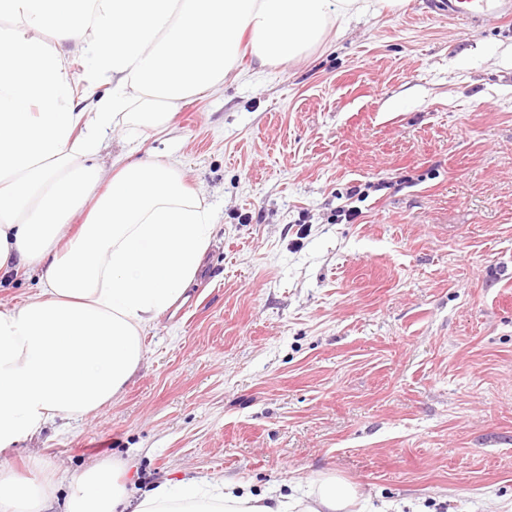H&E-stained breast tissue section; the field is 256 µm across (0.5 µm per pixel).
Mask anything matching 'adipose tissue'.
Segmentation results:
<instances>
[{
  "instance_id": "ef3b65f1",
  "label": "adipose tissue",
  "mask_w": 512,
  "mask_h": 512,
  "mask_svg": "<svg viewBox=\"0 0 512 512\" xmlns=\"http://www.w3.org/2000/svg\"><path fill=\"white\" fill-rule=\"evenodd\" d=\"M363 0H0V272H38L39 292L0 310V454L58 419L122 394L143 332L184 294L209 245L207 208L180 170L116 157L90 165L101 136L164 129L212 88L243 46L259 65L290 61L344 25ZM90 61L68 72L64 44ZM138 111H129L130 103ZM82 224H75V217ZM55 471L0 470V512H48ZM64 512H366L358 489L320 474L301 495H256L194 476L130 490L112 465L72 481Z\"/></svg>"
}]
</instances>
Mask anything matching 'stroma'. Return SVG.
<instances>
[{"instance_id":"1","label":"stroma","mask_w":512,"mask_h":512,"mask_svg":"<svg viewBox=\"0 0 512 512\" xmlns=\"http://www.w3.org/2000/svg\"><path fill=\"white\" fill-rule=\"evenodd\" d=\"M119 155L181 170L214 224L202 266L111 405L0 467L42 458L60 498L109 462L138 490L322 472L370 512H512V19L373 5L295 60L241 58L165 131L109 130L94 161Z\"/></svg>"}]
</instances>
